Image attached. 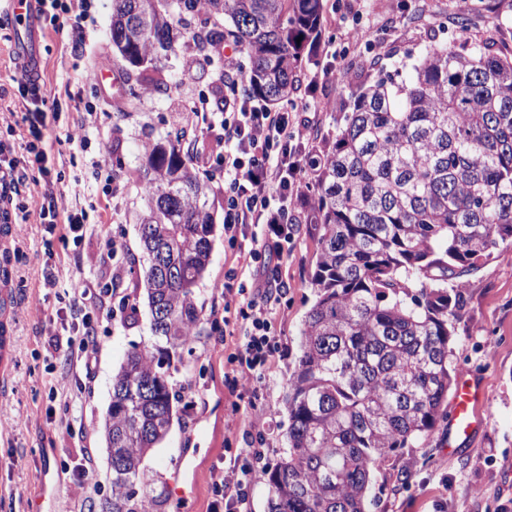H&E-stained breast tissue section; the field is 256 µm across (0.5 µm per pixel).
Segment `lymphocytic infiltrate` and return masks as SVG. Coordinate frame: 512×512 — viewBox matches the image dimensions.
I'll use <instances>...</instances> for the list:
<instances>
[{
    "mask_svg": "<svg viewBox=\"0 0 512 512\" xmlns=\"http://www.w3.org/2000/svg\"><path fill=\"white\" fill-rule=\"evenodd\" d=\"M228 76L224 84V234L231 245L248 249L257 265L251 285H244L236 268L224 273L223 293L240 296L232 315L224 319V331L238 337V351L231 359L233 396H240L261 375L279 349L272 327V315L279 307L281 294L273 289L277 267L266 264L265 256L283 255L288 244L289 225L298 223L299 211L314 207L315 201L304 189L303 176L311 163L302 154L299 141L301 124L287 108L261 104L248 93L238 90L240 73L237 55L225 53ZM20 94L28 104L23 121L27 125L24 157L0 158V202L13 205L20 186L29 180V165L37 163L43 177H50L45 130L48 116L56 112L58 101L45 87L40 76H27ZM57 192L33 206H20L16 223H27L37 214L40 223L65 224L78 229L88 215L82 209L59 208ZM75 336L62 340L56 327H48L47 351L79 362L92 370L89 345L96 327L91 316H83L74 328ZM259 449L235 450L229 465L213 482L211 512H237L247 486L255 477Z\"/></svg>",
    "mask_w": 512,
    "mask_h": 512,
    "instance_id": "1",
    "label": "lymphocytic infiltrate"
}]
</instances>
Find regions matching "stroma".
<instances>
[{"mask_svg": "<svg viewBox=\"0 0 512 512\" xmlns=\"http://www.w3.org/2000/svg\"><path fill=\"white\" fill-rule=\"evenodd\" d=\"M462 15L469 20L472 42L494 55H512V0H324L320 34L304 47L300 86L289 99L298 117L312 122L305 150L331 152L351 94L380 72H408L432 43H456ZM111 16L112 0H96L93 21L81 23L73 13L60 11L36 24L41 74L59 100L56 121L46 133L52 172L62 185L80 182L79 196H66V203L77 208L96 204L101 220L85 224L76 245L65 240L67 226L34 220L11 225L0 238V248L11 256L5 287L10 358L0 385V512H30L37 504L43 512H101L109 493L102 424L112 377L132 347L158 343L139 273L147 146L186 130L181 148L208 183L216 217L224 215V169L217 164L224 154V126L217 116L199 123L192 111L194 103L211 97L224 71L223 57H213L203 71L191 44H184L177 55L144 72L140 97L129 100L127 64L110 39ZM80 31L86 36V58L111 60L109 79H82L80 60L68 45ZM338 69L343 72L339 78L334 75ZM80 116L87 119L84 152L65 142L68 127ZM97 153L104 154L106 170L95 176L86 159ZM110 240L118 248L113 263L123 271L115 282L99 264ZM317 248L308 224L291 225L288 252L280 262L282 300L274 315L280 351L267 365L253 405L235 415L227 359L237 339L224 333V309L237 307L239 299L221 297L213 285L228 267L247 271L250 258L216 230L212 261L196 290L204 315L201 334L191 348L177 353L170 370L177 418L144 461L157 482L190 491L188 499L170 501L168 512H209L213 475L223 467L226 449L259 448L264 465L279 461L288 428L285 396L314 302L310 280ZM47 275L62 286L75 283L89 291L85 304L97 329L92 373L45 352V322L59 308L53 291L42 286ZM108 282L115 284V294H103ZM117 295L135 307L136 323L112 317ZM465 299L453 322L457 357L451 377L479 388L481 421L468 437L454 442L448 439V421H441L428 437L389 455L372 479L368 512H512V247L470 276ZM86 449L91 452L90 501L82 508L76 478Z\"/></svg>", "mask_w": 512, "mask_h": 512, "instance_id": "stroma-1", "label": "stroma"}]
</instances>
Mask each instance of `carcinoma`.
<instances>
[{
  "label": "carcinoma",
  "mask_w": 512,
  "mask_h": 512,
  "mask_svg": "<svg viewBox=\"0 0 512 512\" xmlns=\"http://www.w3.org/2000/svg\"><path fill=\"white\" fill-rule=\"evenodd\" d=\"M322 14L323 0H112V47L141 71L192 26L206 61L226 40L246 52V91L276 105L295 91ZM207 189L180 140L149 145L138 232L150 329L166 346L133 348L112 379L105 512H166V491L146 500L136 486L172 426L170 352L203 320ZM316 189L315 300L286 396L287 447L262 477L269 512H365L385 459L447 415L466 277L512 246V57L436 43L400 81L365 86Z\"/></svg>",
  "instance_id": "1"
}]
</instances>
